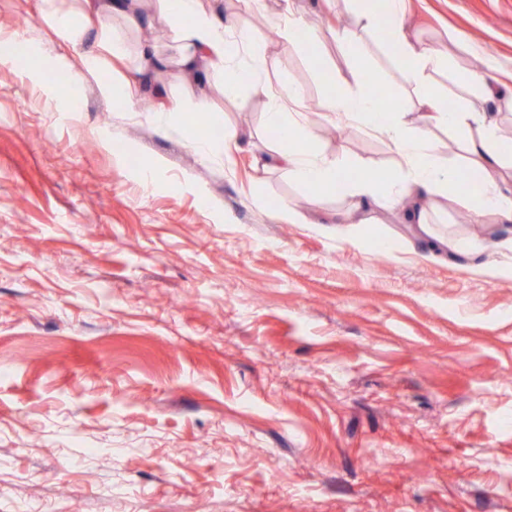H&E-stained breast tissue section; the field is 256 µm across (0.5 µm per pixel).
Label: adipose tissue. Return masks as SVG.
Returning a JSON list of instances; mask_svg holds the SVG:
<instances>
[{"mask_svg": "<svg viewBox=\"0 0 512 512\" xmlns=\"http://www.w3.org/2000/svg\"><path fill=\"white\" fill-rule=\"evenodd\" d=\"M45 20L60 44L86 43L81 59L86 74L97 77V90L116 112H130L134 99L130 91L114 82L99 79L105 61L126 56L121 30L95 32L99 16L109 13L138 26L143 22L141 0H76L73 9L58 7L57 0H43ZM351 25L332 28L335 44L354 62V87L344 94H329L320 107L332 118L357 121L389 141L398 156L390 171L354 174L351 161L341 154H329L316 145L313 132L292 120L289 109L299 103L298 87L274 89L261 76L267 66L264 54L234 19L219 9L203 11L199 0H156V9L172 26L183 46L176 64L180 75L207 69L220 77L225 91L247 86L252 95L266 99L265 130L269 145L258 162L260 172L280 169L299 185L325 191H339L353 200L354 212L366 213L380 199L406 208L409 221L428 232L431 217L443 214L448 195H463L475 217L492 213L512 221V193L500 189L495 176L504 162L512 163V140L499 133L496 117L486 105L502 95L493 75L469 70L457 82L467 96L457 108H449L436 91L437 75L448 69V53L425 44L409 23L408 0H360ZM385 35L389 56L404 65L420 90L419 117H411L402 105L380 111L373 96L371 69L358 50L365 33ZM460 134L464 140L467 171L459 173L440 156L435 130Z\"/></svg>", "mask_w": 512, "mask_h": 512, "instance_id": "obj_1", "label": "adipose tissue"}]
</instances>
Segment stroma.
<instances>
[{
    "label": "stroma",
    "mask_w": 512,
    "mask_h": 512,
    "mask_svg": "<svg viewBox=\"0 0 512 512\" xmlns=\"http://www.w3.org/2000/svg\"><path fill=\"white\" fill-rule=\"evenodd\" d=\"M42 6L0 0V37L45 54L37 78L0 60V512H512V222L472 234L452 197L425 235L385 201L331 234L322 220L348 198L279 171L256 180L263 100L138 74L141 44L180 53L164 17H102L127 38L103 77L137 82V111L115 112ZM294 6L332 77L225 2L273 87L303 90L322 150L392 169L385 139L319 108L353 82L328 32L351 21L348 0ZM411 24L451 56L448 101L462 70L512 74V0H423ZM360 51L375 86L411 105L382 38ZM196 112L240 148L203 158L185 136ZM280 203L308 223L274 220ZM434 236L448 248L431 251Z\"/></svg>",
    "instance_id": "1"
}]
</instances>
